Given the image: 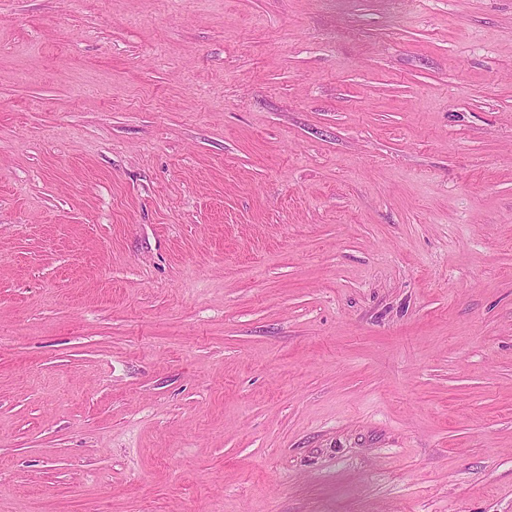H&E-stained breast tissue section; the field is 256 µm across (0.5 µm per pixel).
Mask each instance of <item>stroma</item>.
I'll return each instance as SVG.
<instances>
[{
  "mask_svg": "<svg viewBox=\"0 0 512 512\" xmlns=\"http://www.w3.org/2000/svg\"><path fill=\"white\" fill-rule=\"evenodd\" d=\"M512 512V0H0V512Z\"/></svg>",
  "mask_w": 512,
  "mask_h": 512,
  "instance_id": "stroma-1",
  "label": "stroma"
}]
</instances>
